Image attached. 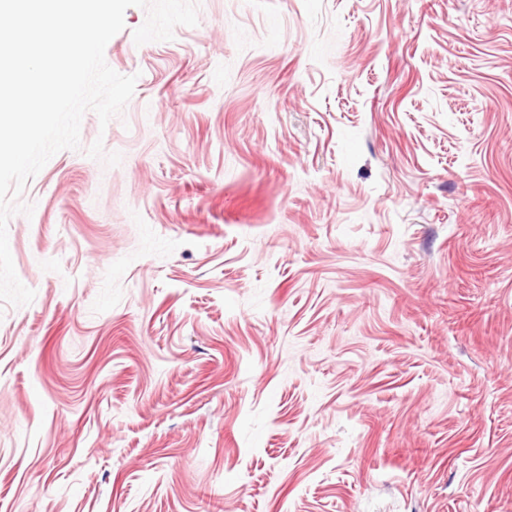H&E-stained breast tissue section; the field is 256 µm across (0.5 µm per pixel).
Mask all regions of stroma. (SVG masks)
I'll return each mask as SVG.
<instances>
[{
	"label": "stroma",
	"instance_id": "35a3bbf8",
	"mask_svg": "<svg viewBox=\"0 0 512 512\" xmlns=\"http://www.w3.org/2000/svg\"><path fill=\"white\" fill-rule=\"evenodd\" d=\"M145 19L8 222L0 512H506L512 0Z\"/></svg>",
	"mask_w": 512,
	"mask_h": 512
}]
</instances>
